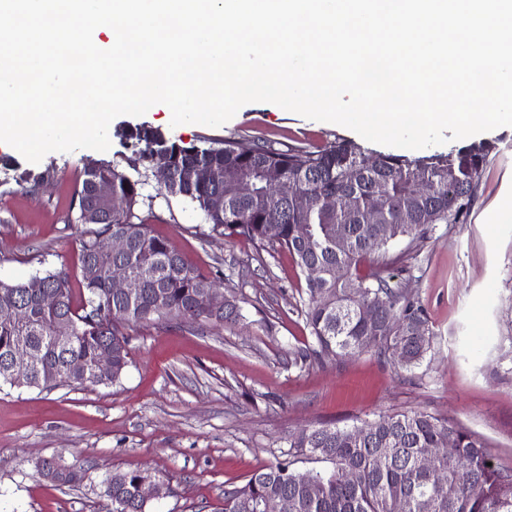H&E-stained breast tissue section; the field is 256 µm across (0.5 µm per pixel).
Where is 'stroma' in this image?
Segmentation results:
<instances>
[{
	"instance_id": "stroma-1",
	"label": "stroma",
	"mask_w": 512,
	"mask_h": 512,
	"mask_svg": "<svg viewBox=\"0 0 512 512\" xmlns=\"http://www.w3.org/2000/svg\"><path fill=\"white\" fill-rule=\"evenodd\" d=\"M168 107L123 115L111 126L147 123L185 144L253 136L319 146L353 138L348 128L307 119L270 103H249L223 126H171ZM497 149L463 224H438L404 253L433 323L434 350L411 371L373 354L298 366L313 342L304 317L305 277L287 250L213 232L190 200L142 192L155 235L165 238L225 292L241 297L237 323L213 328L172 321L131 324L129 364L112 385L42 391L0 384V512H107L100 480L138 469L168 483L148 512H220L225 489L281 460L288 434L320 424L350 425L385 412L425 410L454 420L488 443L496 465L512 467V222L489 212L512 204V127L484 133ZM122 146L47 154L32 164L0 147L17 167H0V281L49 271L80 277V241L70 224L84 167L119 160ZM45 175L43 184L21 173ZM81 463L90 478L76 490L39 478L43 457Z\"/></svg>"
}]
</instances>
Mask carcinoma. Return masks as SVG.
I'll return each instance as SVG.
<instances>
[{
	"label": "carcinoma",
	"mask_w": 512,
	"mask_h": 512,
	"mask_svg": "<svg viewBox=\"0 0 512 512\" xmlns=\"http://www.w3.org/2000/svg\"><path fill=\"white\" fill-rule=\"evenodd\" d=\"M115 136L131 152L127 165H87L74 199V222L95 226L81 241V268L98 269L94 277L81 273L83 305L74 306V284L63 269L40 277L37 290L28 281H0V306L21 310L19 320L0 323V383H12L14 352L22 347L30 353L23 365L28 387L114 384L128 366L126 325L189 317L222 327L241 317L235 294L224 297V309H209L204 294L212 280L139 215L149 176L166 195L196 203L213 231L245 236L261 247L277 244L302 272L310 265L320 268V277L305 285L304 315L314 343L297 352L295 363L372 353L411 371L432 350L435 332L409 279L391 283L393 270L408 267L403 254L389 253V246L421 242L436 224L466 223L493 143L411 159L369 155L345 138L320 147L281 148L250 136L186 146L147 124ZM156 154L168 158L166 168L154 165ZM197 170L207 176L191 177ZM244 182L253 185L249 195L239 191ZM99 183L112 184L108 209L95 194ZM420 183L427 186L424 194L416 193ZM288 185L318 199L334 197L339 205L303 210L294 205ZM373 211L378 224L367 221ZM114 236L127 240L126 251H105ZM338 242L343 246L336 247ZM114 265L139 280L133 297L112 292ZM366 304L377 315L371 324L362 315ZM63 321L71 326L67 338L58 332ZM107 344L112 370L104 374L95 359ZM360 426L321 424L289 436L284 460L224 491L222 512H262L271 498L282 500L286 512H512V468L493 464L485 440L466 427L426 411L380 414L365 434ZM428 448L448 452L431 460ZM307 463L322 468L306 469ZM464 469L471 475L468 483L457 479ZM36 473L59 488H78L89 479L82 465L54 458ZM306 474L312 481L304 480ZM150 478L145 471L114 470L101 480V494L112 512H148L139 485Z\"/></svg>",
	"instance_id": "carcinoma-1"
}]
</instances>
